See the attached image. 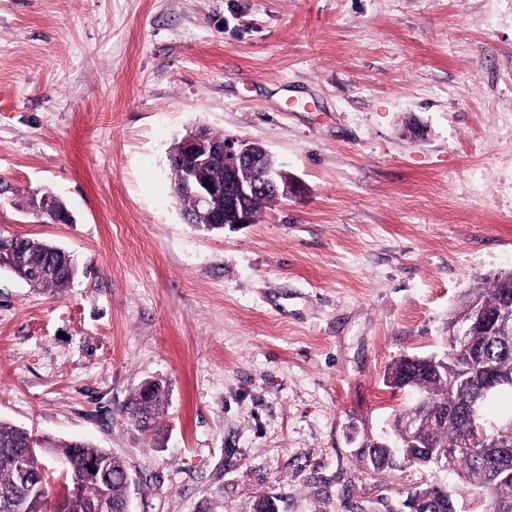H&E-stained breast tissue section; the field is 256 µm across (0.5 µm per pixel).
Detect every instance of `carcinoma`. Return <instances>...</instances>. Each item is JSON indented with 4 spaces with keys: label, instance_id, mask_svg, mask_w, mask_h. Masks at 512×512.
<instances>
[{
    "label": "carcinoma",
    "instance_id": "carcinoma-1",
    "mask_svg": "<svg viewBox=\"0 0 512 512\" xmlns=\"http://www.w3.org/2000/svg\"><path fill=\"white\" fill-rule=\"evenodd\" d=\"M22 251L19 261L27 266L47 269V276L39 289L61 295L79 276L80 267L74 264L73 254L48 240L19 237ZM512 290V272L498 276L489 287L475 286L460 299L448 314V319L465 326L479 310L498 307L504 289ZM484 357L495 371L512 380V332L476 336ZM445 357L437 364V372L430 373V365L418 355L401 356L394 360L383 375V384L392 392L401 390L419 393L433 403H446L453 410L446 419H439L423 410L417 403L397 410L390 423V431L403 430L410 417L424 427L435 443L427 453L408 444L397 447L398 459L411 461L430 457L429 469H436L440 454H448V472L457 475L460 495L483 493L477 500L478 512H512V435L501 432L505 421L512 419V409L499 411L488 420L494 433L484 438L470 427L467 409L475 403L486 411L489 402L512 397V385L496 391L495 398L484 395L486 373L478 359L463 362L465 340L449 336ZM167 390L165 385L152 383L138 388L130 397L126 410L129 422L144 432L161 438L164 432L163 416ZM44 456L64 459L68 465V493L62 495L61 512H96L102 499L113 508L121 507L129 494V485L120 466L112 464V454L86 441H57L36 436L32 430L0 421V512H15L21 506L24 512H53L52 495L44 481ZM25 459V474L13 467L14 459ZM108 463L107 476L102 482L82 478L87 466L94 460Z\"/></svg>",
    "mask_w": 512,
    "mask_h": 512
}]
</instances>
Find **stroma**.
Returning <instances> with one entry per match:
<instances>
[{
	"instance_id": "stroma-1",
	"label": "stroma",
	"mask_w": 512,
	"mask_h": 512,
	"mask_svg": "<svg viewBox=\"0 0 512 512\" xmlns=\"http://www.w3.org/2000/svg\"><path fill=\"white\" fill-rule=\"evenodd\" d=\"M266 147L304 193L207 231L175 201L187 129ZM0 234L84 264L64 295L0 273V420L124 459L133 512H399L435 471L363 460L512 269V0H0ZM168 387L162 448L123 407ZM505 288L512 290V271L498 276L488 288L484 286L469 288L459 304L449 312L448 321L452 320L469 326L471 317L479 310L491 311L498 307Z\"/></svg>"
}]
</instances>
